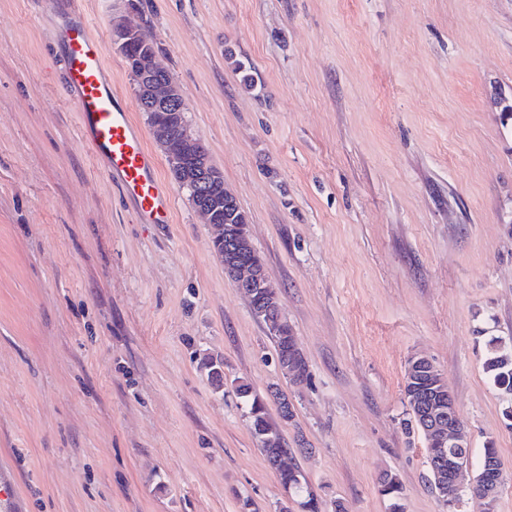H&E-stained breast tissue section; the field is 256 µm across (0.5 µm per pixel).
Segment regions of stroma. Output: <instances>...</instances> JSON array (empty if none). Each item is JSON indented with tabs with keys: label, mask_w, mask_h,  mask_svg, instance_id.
<instances>
[{
	"label": "stroma",
	"mask_w": 512,
	"mask_h": 512,
	"mask_svg": "<svg viewBox=\"0 0 512 512\" xmlns=\"http://www.w3.org/2000/svg\"><path fill=\"white\" fill-rule=\"evenodd\" d=\"M103 39L139 20L250 220L311 380L290 386L187 193L142 224L82 141L46 0H0V476L20 512H280L230 384L279 388L281 429L324 505L443 512L403 422L405 367L447 376L493 442L512 512V429L483 369L512 340V0H58ZM250 65L248 91L226 52ZM224 360V390L204 356ZM378 484L381 495L392 501L390 511L403 512L402 505L399 503L401 488L397 476L391 473H386L379 478Z\"/></svg>",
	"instance_id": "35a3bbf8"
}]
</instances>
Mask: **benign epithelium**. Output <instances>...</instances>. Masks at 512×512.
<instances>
[{
	"label": "benign epithelium",
	"instance_id": "7a95c632",
	"mask_svg": "<svg viewBox=\"0 0 512 512\" xmlns=\"http://www.w3.org/2000/svg\"><path fill=\"white\" fill-rule=\"evenodd\" d=\"M114 41L122 48L149 44L139 27L126 18L112 21ZM164 66L157 57L140 52L133 58V71L140 83L139 105L147 113H166L170 117L186 111L179 88L171 77L162 76ZM152 137L163 152L170 171H182L187 163L194 169V184L191 190L197 200L196 210L205 222L210 224L217 234L216 240L227 239L229 264L226 272L235 284L248 291L250 295L275 298V286L265 272L242 260V256L251 247L248 216L239 208L236 198L225 190L224 174L211 161L206 146L191 131L186 130L178 143L172 142L170 120H154L150 125ZM412 372H427L436 377L439 390L428 392L424 405L421 435L428 446H438L431 452L434 459L433 485L444 505L448 509L460 507L459 482L464 470L469 468L470 459L458 452L460 448L471 447V435L466 424L460 419L453 394H448V409L441 407L438 391H447L446 377L425 356H413ZM482 470L487 477L480 489L478 509L491 512L502 485V473L495 461L485 460Z\"/></svg>",
	"mask_w": 512,
	"mask_h": 512
}]
</instances>
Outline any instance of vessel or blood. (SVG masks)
I'll return each mask as SVG.
<instances>
[{"label": "vessel or blood", "mask_w": 512, "mask_h": 512, "mask_svg": "<svg viewBox=\"0 0 512 512\" xmlns=\"http://www.w3.org/2000/svg\"><path fill=\"white\" fill-rule=\"evenodd\" d=\"M56 35L63 51L64 91L76 104L87 149L103 161L104 175L119 186L142 223H172V192L107 74L102 39L76 11L58 14Z\"/></svg>", "instance_id": "vessel-or-blood-1"}]
</instances>
